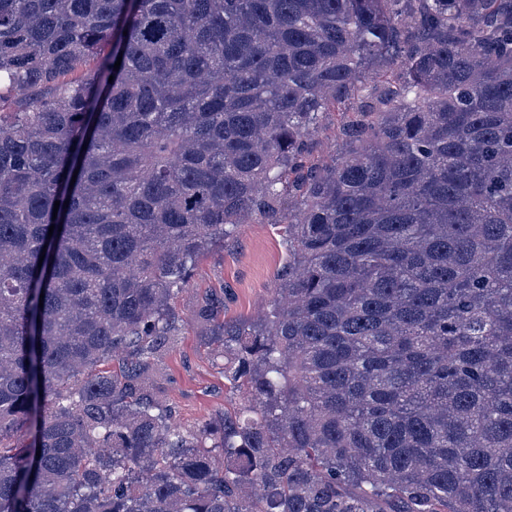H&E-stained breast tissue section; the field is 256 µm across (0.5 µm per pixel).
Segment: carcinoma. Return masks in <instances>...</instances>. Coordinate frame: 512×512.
Wrapping results in <instances>:
<instances>
[{"label":"carcinoma","mask_w":512,"mask_h":512,"mask_svg":"<svg viewBox=\"0 0 512 512\" xmlns=\"http://www.w3.org/2000/svg\"><path fill=\"white\" fill-rule=\"evenodd\" d=\"M248 223V409L183 428ZM0 512H512V0H0ZM288 263V246L274 224H242L232 238L215 244L199 261L174 307L188 323L177 345L163 355V385L175 420L194 425L214 414L240 408L246 399L224 381L220 362L191 322L205 299L224 300L225 319L250 318L275 294L277 273Z\"/></svg>","instance_id":"carcinoma-1"}]
</instances>
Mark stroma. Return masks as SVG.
Returning <instances> with one entry per match:
<instances>
[{"mask_svg": "<svg viewBox=\"0 0 512 512\" xmlns=\"http://www.w3.org/2000/svg\"><path fill=\"white\" fill-rule=\"evenodd\" d=\"M287 262L288 247L274 224L242 225L234 237L215 244L201 258L188 286L174 301L186 322L183 334L161 359L167 374L163 390L176 421L199 424L245 402L242 393L226 385L220 362L191 322L197 305L220 300L225 318L253 317L273 299L276 276Z\"/></svg>", "mask_w": 512, "mask_h": 512, "instance_id": "35a3bbf8", "label": "stroma"}]
</instances>
